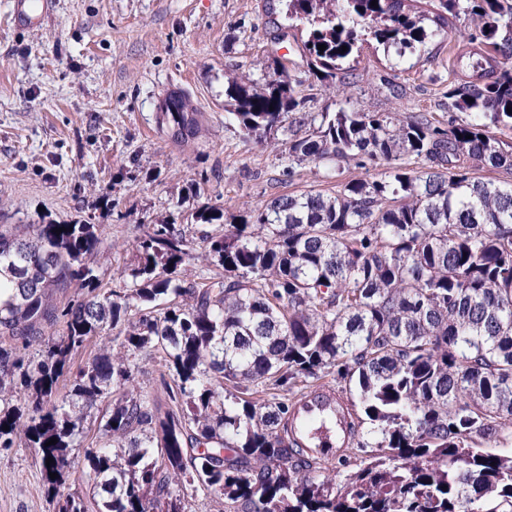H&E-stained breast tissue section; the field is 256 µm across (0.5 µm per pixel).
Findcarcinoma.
Segmentation results:
<instances>
[{
	"mask_svg": "<svg viewBox=\"0 0 512 512\" xmlns=\"http://www.w3.org/2000/svg\"><path fill=\"white\" fill-rule=\"evenodd\" d=\"M283 2L322 82L370 39L399 65L475 20L461 54L471 75L448 90L461 116L443 128L424 114L302 112L278 66L261 87L228 81L244 137L272 141L289 120L309 130L285 143L288 159L326 178L354 158L389 171L334 195L282 194L229 224L202 206L195 222L224 233H203L199 252L181 225L149 224L119 290L93 265L100 225L0 224V448L35 451L53 512H87L67 487L79 468L99 512H192L198 495L224 512H512V458L482 447L512 423V182L471 176L512 171V143L492 133L512 129V0ZM159 120L176 142L199 131L183 96ZM196 260L206 268L183 277ZM68 288L82 298L61 306ZM100 336L59 396L73 355ZM144 351L163 355L165 405L135 389L130 356ZM328 376L361 413L337 461L309 453L285 397Z\"/></svg>",
	"mask_w": 512,
	"mask_h": 512,
	"instance_id": "cac0c4a2",
	"label": "carcinoma"
}]
</instances>
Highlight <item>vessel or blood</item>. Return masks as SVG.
Segmentation results:
<instances>
[{
	"instance_id": "obj_1",
	"label": "vessel or blood",
	"mask_w": 512,
	"mask_h": 512,
	"mask_svg": "<svg viewBox=\"0 0 512 512\" xmlns=\"http://www.w3.org/2000/svg\"><path fill=\"white\" fill-rule=\"evenodd\" d=\"M53 7V0H12L11 16L15 23L33 26L41 23ZM351 414L349 404L340 393L321 388L299 400L294 419L299 422L316 415L335 416V425L313 446L312 452L318 456L338 457L347 452L352 442Z\"/></svg>"
}]
</instances>
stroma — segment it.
Returning a JSON list of instances; mask_svg holds the SVG:
<instances>
[{
    "instance_id": "35a3bbf8",
    "label": "stroma",
    "mask_w": 512,
    "mask_h": 512,
    "mask_svg": "<svg viewBox=\"0 0 512 512\" xmlns=\"http://www.w3.org/2000/svg\"><path fill=\"white\" fill-rule=\"evenodd\" d=\"M10 2L0 0V224L101 225L107 288L123 287L144 225L185 224L195 240L220 231L192 223L198 206L229 218L277 194L332 195L383 175L370 162L330 178L290 162L285 130L276 145L244 138L225 122L228 79L260 86L280 63L308 112L335 111L341 91L359 112L423 113L442 126L458 115L448 87L467 48L464 18L400 66L364 46L340 86L309 73L306 31L266 0H54L36 28L15 26ZM172 85L200 114V133L182 144L159 124ZM0 512H52L33 449H0Z\"/></svg>"
}]
</instances>
